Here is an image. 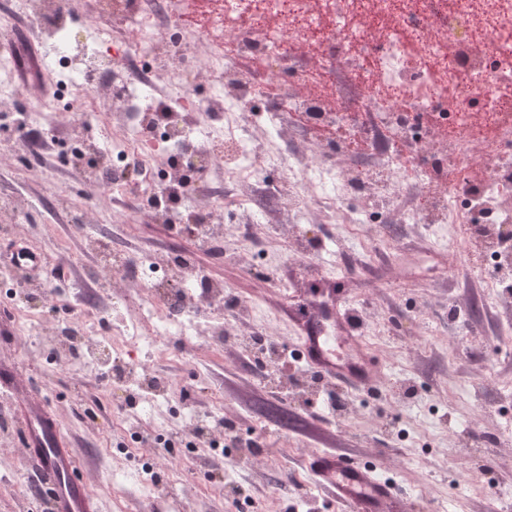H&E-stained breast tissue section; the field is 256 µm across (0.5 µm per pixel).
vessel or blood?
Segmentation results:
<instances>
[{
	"label": "vessel or blood",
	"mask_w": 512,
	"mask_h": 512,
	"mask_svg": "<svg viewBox=\"0 0 512 512\" xmlns=\"http://www.w3.org/2000/svg\"><path fill=\"white\" fill-rule=\"evenodd\" d=\"M333 315L311 318L298 346L321 377L351 388L371 384L372 359L358 336L335 333ZM23 416V443L36 480L50 492L52 512H98V499L82 476L83 461L69 448L59 421L47 414L33 394L16 396ZM308 467L346 512H402L396 487L376 476L374 469L331 451L315 454Z\"/></svg>",
	"instance_id": "vessel-or-blood-1"
}]
</instances>
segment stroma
<instances>
[{
	"instance_id": "35a3bbf8",
	"label": "stroma",
	"mask_w": 512,
	"mask_h": 512,
	"mask_svg": "<svg viewBox=\"0 0 512 512\" xmlns=\"http://www.w3.org/2000/svg\"><path fill=\"white\" fill-rule=\"evenodd\" d=\"M83 177V170L74 167L48 187L26 169L0 165V191L66 199L67 210L39 221L27 244L48 267H62L70 278L96 263L69 216L84 205L72 192ZM294 230L312 247L321 238H335L339 275L326 279L312 255L280 265L289 241L275 224L235 225L227 244L277 263L279 278L288 286L284 292L249 274L236 259L220 257L166 224L131 219L115 242L134 251L189 257L249 304V311L233 321L238 333L270 327L292 349L301 333L299 317L319 291L331 292L336 305L376 313V320L364 321L357 331L375 363L371 389L388 398L413 399L415 410L403 412L392 430L373 409L355 406L331 413L319 400L285 399L257 375L254 360L242 348L201 337L191 359L206 364L209 377L195 385V410L205 412L223 397L225 423L250 430L263 454L256 464L229 470L221 453L198 449L194 464L205 472V481L188 488L175 485L149 499L135 485H112V474L124 467L125 458L107 453V444L122 439L127 426L112 418V404L102 398L98 381L74 371L57 378L17 335L0 338V372L14 371L18 386L35 395L60 392L49 410L85 463L99 512H143L151 504L158 512H241L244 499L252 512H344L330 492L311 481L306 459L319 451L375 465L402 493L407 512H429L430 499L447 498L457 482L469 490L462 512H512V498L489 490L493 483L512 490V436L470 457L459 452L456 442L479 411L484 414L481 431L498 430L493 410L498 388L512 386V334L503 332L512 324V292L503 293L498 308L480 306L484 274L466 264L469 242L449 224L378 225L377 251L336 223L298 224ZM30 470L20 443L0 445V512H22L32 488Z\"/></svg>"
}]
</instances>
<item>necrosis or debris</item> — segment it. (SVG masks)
<instances>
[{
    "instance_id": "1",
    "label": "necrosis or debris",
    "mask_w": 512,
    "mask_h": 512,
    "mask_svg": "<svg viewBox=\"0 0 512 512\" xmlns=\"http://www.w3.org/2000/svg\"><path fill=\"white\" fill-rule=\"evenodd\" d=\"M20 2L55 50L66 74L55 102L73 105L80 130L56 167L81 163L77 195L122 204L73 222L100 255L93 281L115 289L125 314L94 306L70 280L25 287L18 267L0 270V303L53 371L119 381L115 416L150 424L126 433L132 454L113 484L136 480L151 497L197 482L191 458L206 421L224 448L223 401L190 413L150 361L182 358L205 332L223 343L240 302L182 260L114 247L108 225L144 217L210 246L226 238L225 206L265 223L263 192L293 224L362 229L373 211L349 208L351 197L380 204L411 193L418 205L394 210L392 222L452 224L469 239L512 223V140L481 135L512 122V0H97L90 14L80 0ZM268 85L283 91L259 102ZM24 94L0 81V144L21 140L13 160L25 166L56 126L23 106ZM323 125L366 139L374 164L353 166L347 145L304 138ZM217 167L220 191L209 186ZM475 168L488 173L478 190L468 183ZM147 436L164 451V473L137 452Z\"/></svg>"
}]
</instances>
